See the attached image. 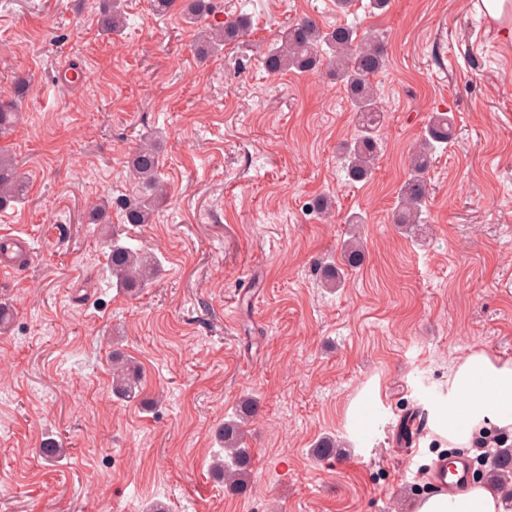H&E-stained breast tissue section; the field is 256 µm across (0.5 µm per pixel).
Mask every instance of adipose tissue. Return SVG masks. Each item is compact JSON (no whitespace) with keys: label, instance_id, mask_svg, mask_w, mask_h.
<instances>
[{"label":"adipose tissue","instance_id":"obj_1","mask_svg":"<svg viewBox=\"0 0 512 512\" xmlns=\"http://www.w3.org/2000/svg\"><path fill=\"white\" fill-rule=\"evenodd\" d=\"M512 427V361L475 351L458 362L448 379V401L432 421L449 447L473 450L484 427ZM415 512H503L501 494L491 484L475 483L462 494L429 495Z\"/></svg>","mask_w":512,"mask_h":512}]
</instances>
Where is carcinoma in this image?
I'll use <instances>...</instances> for the list:
<instances>
[{
    "mask_svg": "<svg viewBox=\"0 0 512 512\" xmlns=\"http://www.w3.org/2000/svg\"><path fill=\"white\" fill-rule=\"evenodd\" d=\"M213 0H151V9L159 17L180 11L188 22L195 24L213 10ZM98 24L103 32L118 35L125 26L120 0H99ZM250 28L245 14L227 22L222 29L203 31L198 36L195 51L207 56L224 45L242 37ZM264 68L273 74L310 73L326 67L332 79L343 85L353 112L357 116V133L342 147L341 162L347 176L354 182L371 178L380 150L379 132L385 113L372 78L385 67V44L376 35L359 36L349 25L321 27L310 17L290 22L279 32L276 41L261 54ZM15 95L0 99V137L8 133L20 117L19 104L26 90V80L15 81ZM454 137L448 114H434L424 137L413 149L409 173L398 194V206L392 221L405 233L422 223L423 205L429 195L427 174L438 150L447 147ZM128 174L136 195L120 202L126 224H149L168 197V186L160 172V151L157 144H139L128 159ZM27 197V182L16 160L0 153V210L14 207ZM108 264L115 286L126 293H136L150 285L159 275V264L151 254L121 242L120 231L112 230L107 241ZM365 260V248L356 233H349L341 249L340 263L326 264L320 273L330 288H339L346 273ZM142 392V377L135 363L118 350L112 352V395L118 399H133ZM257 414L256 401L245 396L236 405L234 415L218 433L224 459L214 465L224 487L236 493L246 490L251 477L253 460L243 440L248 425ZM341 452L333 437L323 438L315 447L318 458H329ZM512 448L492 456L486 469V479L497 484L504 498L512 499Z\"/></svg>",
    "mask_w": 512,
    "mask_h": 512,
    "instance_id": "obj_1",
    "label": "carcinoma"
}]
</instances>
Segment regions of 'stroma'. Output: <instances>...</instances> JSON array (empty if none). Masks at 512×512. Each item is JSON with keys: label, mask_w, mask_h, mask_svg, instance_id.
I'll return each mask as SVG.
<instances>
[{"label": "stroma", "mask_w": 512, "mask_h": 512, "mask_svg": "<svg viewBox=\"0 0 512 512\" xmlns=\"http://www.w3.org/2000/svg\"><path fill=\"white\" fill-rule=\"evenodd\" d=\"M215 2L207 24L244 12L253 28L201 59L193 25L148 0H121L119 36L101 33L96 0H0V98L16 76L31 81L6 139L29 193L0 211V236L29 248L0 277L13 309L0 331V512H414L449 449L426 424L405 453L400 425L435 416L472 350L512 360V41L475 0H391L380 16L334 0ZM303 15L387 38L370 181L341 167L356 131L342 86L257 62ZM65 65L85 79L58 85ZM437 112L457 140L430 169L425 224L404 234L391 213ZM151 133L169 195L127 235L162 273L129 297L102 248L133 191L125 162ZM322 193L336 202L327 221L307 208ZM100 196L111 223L88 219ZM354 212L364 263L323 288L319 267L339 259ZM116 346L145 370L138 401L112 394ZM246 394L259 415L236 494L213 476L215 432ZM328 435L345 452L317 459ZM48 438L66 449L52 464Z\"/></svg>", "instance_id": "35a3bbf8"}]
</instances>
